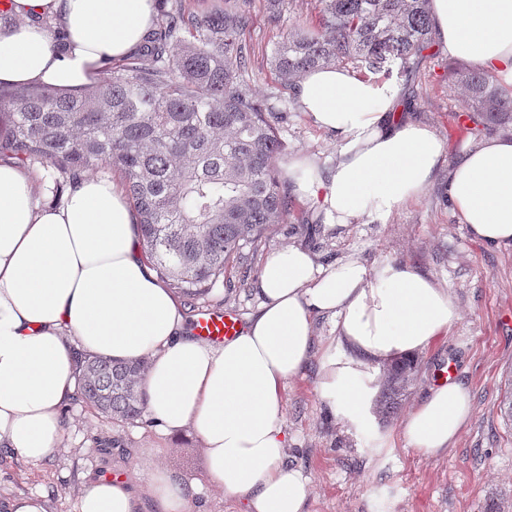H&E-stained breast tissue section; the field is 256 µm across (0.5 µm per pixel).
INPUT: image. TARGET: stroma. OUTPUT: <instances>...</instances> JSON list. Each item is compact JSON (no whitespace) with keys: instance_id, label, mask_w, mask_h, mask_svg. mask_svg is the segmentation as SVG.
<instances>
[{"instance_id":"1","label":"stroma","mask_w":512,"mask_h":512,"mask_svg":"<svg viewBox=\"0 0 512 512\" xmlns=\"http://www.w3.org/2000/svg\"><path fill=\"white\" fill-rule=\"evenodd\" d=\"M252 23L243 35L251 64L243 80L261 96L288 97L290 91L271 65L276 42L289 29L315 27L316 0H250ZM466 60L449 56L434 43L420 63L415 81H392L402 89L407 119L427 125L447 150L427 189L388 221L363 219L346 227L316 220L308 203L292 198L288 221L244 249L246 266L229 268L230 287H218L202 299L203 307L229 309L240 317L256 312L255 282L266 256L288 244L307 248L321 264L357 255L366 264L399 261L435 280L448 291L460 318L447 335L437 337L417 356L418 375L401 410L409 412L441 369L453 366L455 377L471 391L472 418L439 457L409 448L400 419L351 427L341 423L319 395V364L310 359L283 390L290 458L311 480L308 512H486L498 500L512 512V422L499 403L512 371V244L489 246L473 240L448 200V167L480 140L501 135V128L481 116L467 117L453 71ZM287 145L278 163L308 155L327 162L336 139L318 130L304 112L288 115L280 130ZM63 439L45 461L31 464L0 449V502L30 494L44 498L46 512H76L86 478L119 475L141 498H148L154 465L180 474L199 491L200 512H243L236 498L218 491L207 468L201 443L190 431L165 436L149 421L131 425L95 414L79 404L63 415Z\"/></svg>"}]
</instances>
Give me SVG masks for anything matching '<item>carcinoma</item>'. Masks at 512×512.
Here are the masks:
<instances>
[{"instance_id": "obj_1", "label": "carcinoma", "mask_w": 512, "mask_h": 512, "mask_svg": "<svg viewBox=\"0 0 512 512\" xmlns=\"http://www.w3.org/2000/svg\"><path fill=\"white\" fill-rule=\"evenodd\" d=\"M245 2L193 12L173 0L143 49L80 93L0 87V156L40 165L56 206L60 179L119 173L145 257L192 306L290 211L277 175L286 152L278 124L294 101L278 108L240 79L250 63ZM318 2L319 31L296 27L271 54L292 91L305 72L336 64L376 73L396 63L409 81L432 46L429 0ZM456 83L465 112L512 122V97L489 74L462 68ZM77 370L75 401L130 424L141 419L145 362L80 354ZM418 371L413 357L389 364L378 415L398 413Z\"/></svg>"}]
</instances>
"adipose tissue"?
Returning a JSON list of instances; mask_svg holds the SVG:
<instances>
[{
    "label": "adipose tissue",
    "instance_id": "ef3b65f1",
    "mask_svg": "<svg viewBox=\"0 0 512 512\" xmlns=\"http://www.w3.org/2000/svg\"><path fill=\"white\" fill-rule=\"evenodd\" d=\"M0 21V83L80 89L105 60L139 48L153 0H10ZM449 55L498 78L512 93V0H430ZM65 32L54 46L44 21ZM302 111L338 139L326 164L287 169L316 218L345 227L387 221L421 197L446 158L427 126L402 117L401 88L329 66L296 83ZM448 199L470 236L512 243V135L467 148L448 173ZM262 302L237 336L213 345L193 333L182 300L140 247L120 184L85 178L59 207L38 201L31 171L0 160V447L31 463L59 446L62 412L76 392V353L146 361L145 414L164 434L191 430L215 485L246 512H307L310 480L288 463L282 392L312 353L324 404L347 425L370 419L378 367L424 351L459 318L451 296L399 261L351 255L321 264L303 246L273 250L257 277ZM324 315L337 342L316 346ZM473 413L461 382L437 381L408 412L401 436L429 456L447 452ZM156 512H194L198 494L179 474L150 475ZM124 478L85 484L77 512H140Z\"/></svg>",
    "mask_w": 512,
    "mask_h": 512
}]
</instances>
